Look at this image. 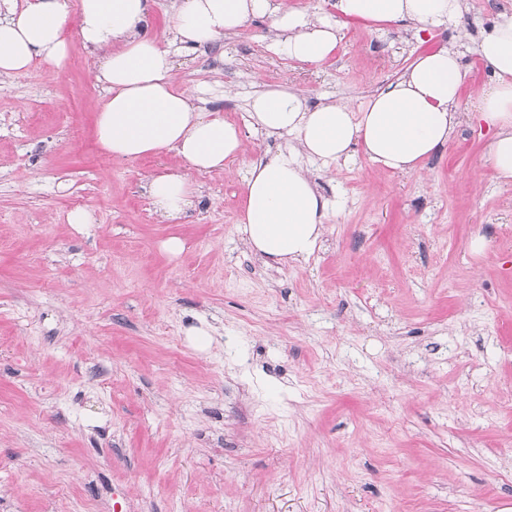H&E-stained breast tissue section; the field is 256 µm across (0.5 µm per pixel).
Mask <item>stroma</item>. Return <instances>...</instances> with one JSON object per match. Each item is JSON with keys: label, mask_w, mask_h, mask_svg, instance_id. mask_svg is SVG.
Masks as SVG:
<instances>
[{"label": "stroma", "mask_w": 512, "mask_h": 512, "mask_svg": "<svg viewBox=\"0 0 512 512\" xmlns=\"http://www.w3.org/2000/svg\"><path fill=\"white\" fill-rule=\"evenodd\" d=\"M334 2L288 0L336 16L324 63L275 55L262 17L174 56V84L243 132L176 220L147 193L174 152L99 145L76 24L65 64L0 82V512H512V183L469 116L492 80L475 47L512 0H469L420 40ZM442 46L466 72L448 143L416 174L306 162L320 248L280 268L251 253L247 165L289 141L248 126L253 96L357 109ZM78 207L94 223L69 224Z\"/></svg>", "instance_id": "1"}]
</instances>
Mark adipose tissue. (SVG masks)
Masks as SVG:
<instances>
[{"instance_id": "adipose-tissue-1", "label": "adipose tissue", "mask_w": 512, "mask_h": 512, "mask_svg": "<svg viewBox=\"0 0 512 512\" xmlns=\"http://www.w3.org/2000/svg\"><path fill=\"white\" fill-rule=\"evenodd\" d=\"M0 76L33 63L63 64L69 56L66 29L78 19L88 50L102 53L96 76L108 98L98 107L96 135L113 158L132 160L176 152L186 170L154 177L148 196L154 211L176 218L193 205L198 187L191 172L223 168L235 159L241 130L217 112L200 110L188 92L174 88L173 49L191 51L223 40L252 18L264 17L277 37L271 50L315 64L339 43L335 20L284 6L282 0H177L170 36L159 39L148 26L151 0H0ZM338 13L377 27L399 22L415 36L456 28L466 0H336ZM493 82L477 98L476 116L492 132L485 161L504 182L512 180V15H502L477 46ZM465 72L458 51L441 47L416 57L396 81L360 109L338 103L308 107L290 89L257 95L251 127L289 133L296 145L250 164L244 176L240 222L250 250L270 266L308 258L323 233L326 198L305 173L303 159L350 161L362 147L373 163L413 173L460 124L459 92Z\"/></svg>"}]
</instances>
